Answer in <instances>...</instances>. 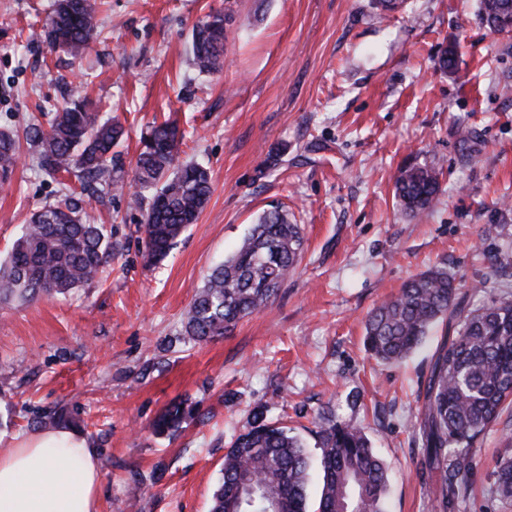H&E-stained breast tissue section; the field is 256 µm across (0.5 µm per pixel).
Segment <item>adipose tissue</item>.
Segmentation results:
<instances>
[{
    "mask_svg": "<svg viewBox=\"0 0 512 512\" xmlns=\"http://www.w3.org/2000/svg\"><path fill=\"white\" fill-rule=\"evenodd\" d=\"M97 452L64 425L0 449V512H97Z\"/></svg>",
    "mask_w": 512,
    "mask_h": 512,
    "instance_id": "ef3b65f1",
    "label": "adipose tissue"
}]
</instances>
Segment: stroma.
Wrapping results in <instances>:
<instances>
[{
  "label": "stroma",
  "mask_w": 512,
  "mask_h": 512,
  "mask_svg": "<svg viewBox=\"0 0 512 512\" xmlns=\"http://www.w3.org/2000/svg\"><path fill=\"white\" fill-rule=\"evenodd\" d=\"M54 0H0V128L49 123L89 95L125 128L118 166L132 182L150 127L176 120L177 161L203 164L211 195L168 258L148 264L130 193L87 208L112 233L93 285L0 305V433L42 430L64 408L98 450V512H209L224 453L257 407L319 448L313 430L361 428L388 466L386 512H433L439 474L421 468L420 404L437 324L405 361L363 344L364 320L411 277L447 268L471 304L512 292V34L489 30L479 0H107L82 54L39 32ZM232 15L224 68L191 66L193 25ZM456 47L458 68L440 71ZM0 183V260L57 183L28 143ZM441 169L432 209L394 197L406 164ZM302 227L296 273L267 308L210 342L184 334L195 288L269 205ZM196 404L173 435L154 419ZM512 456V412L472 452L471 492L448 512H512L494 491Z\"/></svg>",
  "instance_id": "stroma-1"
}]
</instances>
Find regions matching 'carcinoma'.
<instances>
[{
    "instance_id": "carcinoma-1",
    "label": "carcinoma",
    "mask_w": 512,
    "mask_h": 512,
    "mask_svg": "<svg viewBox=\"0 0 512 512\" xmlns=\"http://www.w3.org/2000/svg\"><path fill=\"white\" fill-rule=\"evenodd\" d=\"M103 0L55 2L42 35L51 48L79 52L98 35ZM216 13L191 33V61L200 73L224 67V23ZM124 129L112 114L93 108L85 98L70 99L54 113L49 128L30 124L27 140L40 167L50 176L75 178L76 193L44 206L14 241L0 263V302H30L65 295L90 285L112 260V234L96 224L84 198H102L125 183L114 175L112 149ZM182 135L166 121L143 139L136 160L133 195L154 190L138 225L149 263L162 261L188 225L197 221L210 193L206 169L176 163ZM19 155L14 135L0 130V177L8 179ZM440 170L407 164L394 182L402 210L412 216L430 209L439 188ZM300 225L288 211L274 206L252 224L239 248L216 266L197 288L186 314L184 333L207 342L231 331L243 318L267 307L296 270L302 250ZM452 331L433 355L423 393L419 432L425 467L440 474L437 512L464 498L477 439L496 424L512 404V299L473 308L444 268L406 281L397 295L382 302L364 323V346L377 360L397 364L422 342L439 320ZM194 408L175 402L155 419L158 435L173 433L193 418ZM321 450L322 490L317 512H385L386 466L367 436L350 425L326 423L315 432ZM311 467L304 443L271 421L262 408L250 428L224 454L223 476L212 494L210 512H308L307 481ZM495 491L512 502V457L495 470Z\"/></svg>"
}]
</instances>
